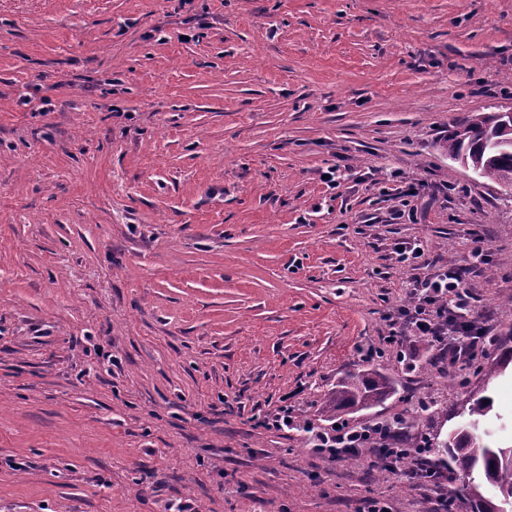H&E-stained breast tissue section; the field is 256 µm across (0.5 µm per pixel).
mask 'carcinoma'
Masks as SVG:
<instances>
[{"instance_id":"1","label":"carcinoma","mask_w":512,"mask_h":512,"mask_svg":"<svg viewBox=\"0 0 512 512\" xmlns=\"http://www.w3.org/2000/svg\"><path fill=\"white\" fill-rule=\"evenodd\" d=\"M448 157L465 163L475 173L502 187L512 185V122H501L493 114H477L455 124L448 133ZM394 388L389 380L373 368H357L345 374L323 395L319 413L332 418L340 411H361L384 403ZM490 399L481 396L469 400V406L455 403L437 407L431 414L448 419L468 414L469 421L482 422L490 411ZM434 451L445 449L467 481L463 496L477 512H495V502L482 492L483 483L497 488L500 495L512 497V446L477 447L463 431H453L448 439L430 445Z\"/></svg>"}]
</instances>
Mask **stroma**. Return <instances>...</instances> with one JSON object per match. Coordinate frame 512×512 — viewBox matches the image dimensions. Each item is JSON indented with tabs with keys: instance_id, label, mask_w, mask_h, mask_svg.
<instances>
[{
	"instance_id": "35a3bbf8",
	"label": "stroma",
	"mask_w": 512,
	"mask_h": 512,
	"mask_svg": "<svg viewBox=\"0 0 512 512\" xmlns=\"http://www.w3.org/2000/svg\"><path fill=\"white\" fill-rule=\"evenodd\" d=\"M511 109L512 0H0V512H430L261 420L380 344L408 242L496 341L452 373L404 339L350 422L445 436L417 399L474 394L512 444V199L444 148Z\"/></svg>"
}]
</instances>
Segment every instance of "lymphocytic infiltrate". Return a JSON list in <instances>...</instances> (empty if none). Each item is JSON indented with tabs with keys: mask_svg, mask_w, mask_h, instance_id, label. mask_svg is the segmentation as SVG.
<instances>
[{
	"mask_svg": "<svg viewBox=\"0 0 512 512\" xmlns=\"http://www.w3.org/2000/svg\"><path fill=\"white\" fill-rule=\"evenodd\" d=\"M394 253L397 263L409 271L406 288L409 302L389 313L387 336L382 337L379 345L361 350V357L373 360L401 344L404 337L414 336L427 340L436 359L450 370L471 367L484 350L488 332L475 327L471 319L473 296L465 286L463 270L443 265L436 272H426L424 251L417 245H398ZM263 424L279 431L303 428L312 436L314 452L331 458L371 450L383 470L434 492L431 512H449L451 508L448 485L452 476L432 463L427 440L409 445L407 437L380 428L374 422L353 424L344 420L335 426H322L308 419L300 420L285 405L265 415Z\"/></svg>",
	"mask_w": 512,
	"mask_h": 512,
	"instance_id": "1",
	"label": "lymphocytic infiltrate"
}]
</instances>
